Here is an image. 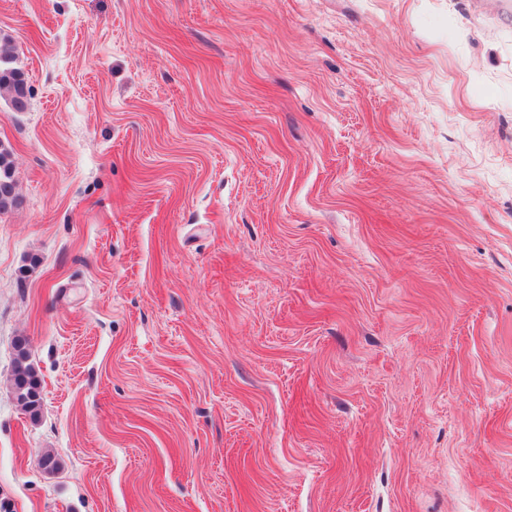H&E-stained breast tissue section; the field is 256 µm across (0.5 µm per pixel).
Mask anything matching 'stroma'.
I'll list each match as a JSON object with an SVG mask.
<instances>
[{
	"instance_id": "stroma-1",
	"label": "stroma",
	"mask_w": 512,
	"mask_h": 512,
	"mask_svg": "<svg viewBox=\"0 0 512 512\" xmlns=\"http://www.w3.org/2000/svg\"><path fill=\"white\" fill-rule=\"evenodd\" d=\"M0 52V512H512V5L0 0ZM12 58L0 54V92L3 90L10 98L12 109L17 112L26 111L30 90L24 73L15 67H10ZM12 156L5 148L0 147V213L18 203L12 175ZM16 348L17 357L12 373L13 390L25 411L36 418L41 409V383L34 367L29 362L30 353L26 340L19 338Z\"/></svg>"
}]
</instances>
